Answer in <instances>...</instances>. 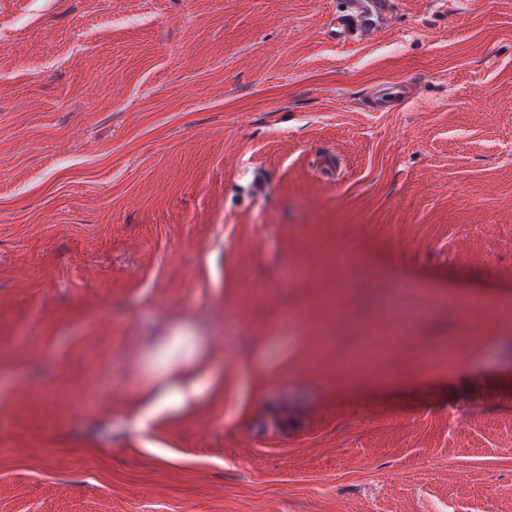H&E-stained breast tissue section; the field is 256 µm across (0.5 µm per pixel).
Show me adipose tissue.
Masks as SVG:
<instances>
[{"label": "adipose tissue", "instance_id": "obj_1", "mask_svg": "<svg viewBox=\"0 0 512 512\" xmlns=\"http://www.w3.org/2000/svg\"><path fill=\"white\" fill-rule=\"evenodd\" d=\"M150 383L140 395L141 423H149L158 415L183 409L214 386L216 376L206 369L197 345L185 335L169 337L158 345L143 363ZM181 380L170 383L173 372Z\"/></svg>", "mask_w": 512, "mask_h": 512}]
</instances>
